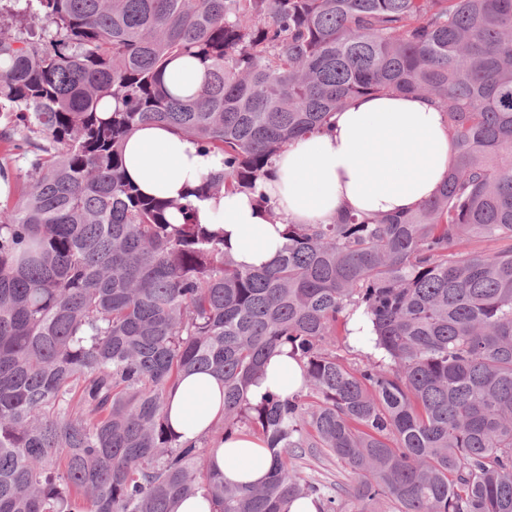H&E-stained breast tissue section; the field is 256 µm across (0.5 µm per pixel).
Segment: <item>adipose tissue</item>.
<instances>
[{
    "instance_id": "obj_1",
    "label": "adipose tissue",
    "mask_w": 512,
    "mask_h": 512,
    "mask_svg": "<svg viewBox=\"0 0 512 512\" xmlns=\"http://www.w3.org/2000/svg\"><path fill=\"white\" fill-rule=\"evenodd\" d=\"M124 174L147 196L177 199L207 175L223 171V157L157 125L138 127L123 151ZM454 162L448 124L434 101L412 94L358 96L336 112L328 128L297 138L273 161L259 187L276 201L275 213L258 194L236 190L198 203L196 218L224 234L240 268L269 266L291 224H327L337 214H409L438 192ZM298 363L280 352L251 388L292 394L300 384ZM224 384L207 373L182 376L169 394L168 421L180 441L207 439L209 464L226 482L263 483L272 459L256 437L225 438Z\"/></svg>"
}]
</instances>
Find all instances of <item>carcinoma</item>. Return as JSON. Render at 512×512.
Segmentation results:
<instances>
[{
	"label": "carcinoma",
	"instance_id": "obj_1",
	"mask_svg": "<svg viewBox=\"0 0 512 512\" xmlns=\"http://www.w3.org/2000/svg\"><path fill=\"white\" fill-rule=\"evenodd\" d=\"M183 57L191 94L166 81ZM382 92L447 116L438 195L290 224L271 266L238 267L195 203L255 190ZM0 115L28 161L0 204V512H171L198 492L212 512H512V0H0ZM149 123L224 171L182 202L143 195L123 146ZM358 310L375 353L351 368L336 345ZM284 346L300 386L251 399ZM191 372L224 382V434L270 451L262 485L224 482L170 429ZM307 451L349 468V506L293 468ZM167 81L189 90H196L201 82V70L191 59L176 62L167 74Z\"/></svg>",
	"mask_w": 512,
	"mask_h": 512
}]
</instances>
